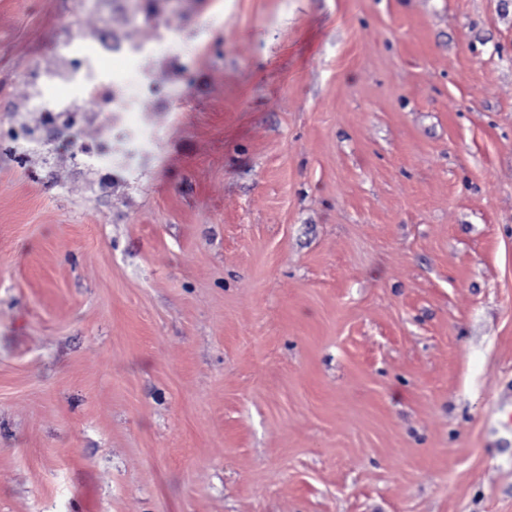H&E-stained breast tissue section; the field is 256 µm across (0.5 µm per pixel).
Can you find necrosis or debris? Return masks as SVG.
Here are the masks:
<instances>
[{
  "instance_id": "obj_1",
  "label": "necrosis or debris",
  "mask_w": 512,
  "mask_h": 512,
  "mask_svg": "<svg viewBox=\"0 0 512 512\" xmlns=\"http://www.w3.org/2000/svg\"><path fill=\"white\" fill-rule=\"evenodd\" d=\"M97 44L96 53L80 56L76 53L74 37L64 36L59 43V53L66 58V66L50 72H36L35 77L48 85L69 88L72 94L55 98L38 92L33 97L34 103L50 121L73 118L80 109L99 113L106 133L120 131L133 135L134 129L129 125L127 115L141 99L154 92L153 85L145 81L133 65L135 57L146 53L147 48L103 37L98 38ZM112 55L122 57L128 63L118 81L110 79L100 65L101 58Z\"/></svg>"
}]
</instances>
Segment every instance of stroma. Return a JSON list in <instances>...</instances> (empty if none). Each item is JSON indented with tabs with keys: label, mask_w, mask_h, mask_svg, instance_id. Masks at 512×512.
<instances>
[{
	"label": "stroma",
	"mask_w": 512,
	"mask_h": 512,
	"mask_svg": "<svg viewBox=\"0 0 512 512\" xmlns=\"http://www.w3.org/2000/svg\"><path fill=\"white\" fill-rule=\"evenodd\" d=\"M0 512H512V0H0ZM94 39L99 50L93 55L75 58L72 56L76 53L75 38L69 34L62 38L59 53L68 59V64L50 72L35 71V82L42 80L48 85L69 88L74 96L55 98L37 91L33 97L34 104L39 112H44L48 121L65 118L70 119L73 125L77 122L73 112H97L102 117L109 138L112 139L115 130L131 137L135 131L127 122L128 113L135 109L141 99L155 92L153 85L145 81L131 65L135 57L148 52V45H125L121 40L113 41L98 35ZM112 55L120 56L130 64L119 82L110 79L100 65L101 58ZM78 102L83 106L78 108Z\"/></svg>",
	"instance_id": "obj_1"
}]
</instances>
